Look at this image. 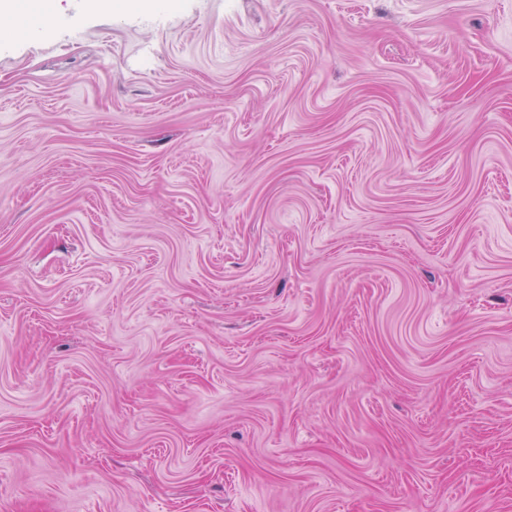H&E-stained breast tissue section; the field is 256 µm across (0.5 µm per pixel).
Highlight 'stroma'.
<instances>
[{"instance_id":"stroma-1","label":"stroma","mask_w":512,"mask_h":512,"mask_svg":"<svg viewBox=\"0 0 512 512\" xmlns=\"http://www.w3.org/2000/svg\"><path fill=\"white\" fill-rule=\"evenodd\" d=\"M45 2L0 512H512V0Z\"/></svg>"}]
</instances>
